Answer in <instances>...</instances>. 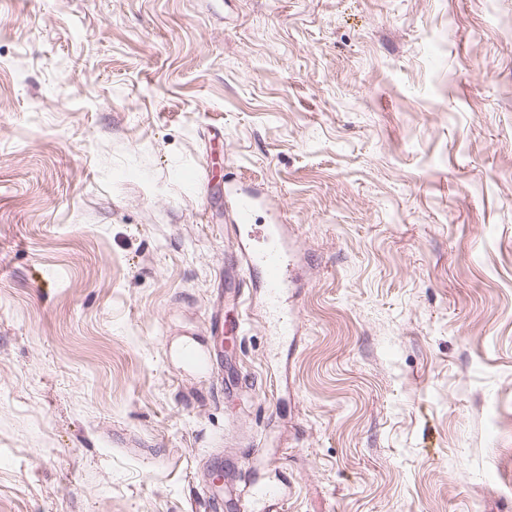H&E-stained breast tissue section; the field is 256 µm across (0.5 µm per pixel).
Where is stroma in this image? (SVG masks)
I'll use <instances>...</instances> for the list:
<instances>
[{"label":"stroma","mask_w":512,"mask_h":512,"mask_svg":"<svg viewBox=\"0 0 512 512\" xmlns=\"http://www.w3.org/2000/svg\"><path fill=\"white\" fill-rule=\"evenodd\" d=\"M252 187L297 334L250 295L196 373ZM214 456L512 512V0H0V512H210Z\"/></svg>","instance_id":"stroma-1"}]
</instances>
